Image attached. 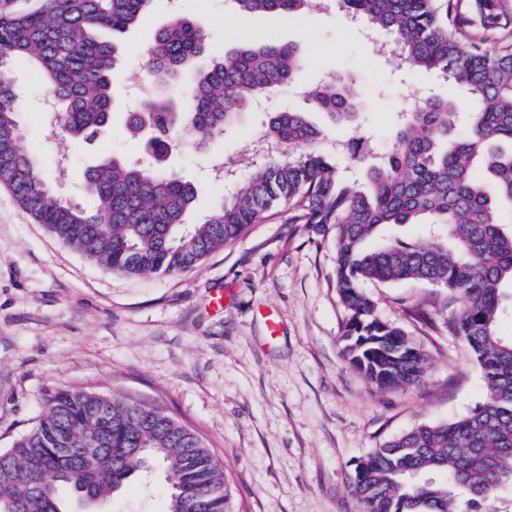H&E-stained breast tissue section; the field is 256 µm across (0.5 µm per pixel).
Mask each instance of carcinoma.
Segmentation results:
<instances>
[{"mask_svg":"<svg viewBox=\"0 0 512 512\" xmlns=\"http://www.w3.org/2000/svg\"><path fill=\"white\" fill-rule=\"evenodd\" d=\"M0 0V183L63 243L124 275H169L198 264L251 224L281 208L325 240L334 237L335 287L347 311L341 341L348 363L381 389L419 381L425 356L405 332L381 321L362 283H428L460 301L451 324L487 387L485 401L441 424H421L357 463L350 479L361 512H482L512 487V337L498 332L504 286H512V15L480 0L481 25L468 30L464 0H338L345 14L384 34L398 66L454 82L465 95L467 129L455 133L456 102L428 97L401 113L387 160L363 180L316 150L322 131L306 113H270L262 138L274 146L208 214L200 188L156 167L181 144L224 135L263 97L288 85L304 50L269 31L245 36L227 55L208 52L201 30L173 14L146 48L155 91L126 130L144 134L150 159L103 157L87 166V210L56 196L36 158L21 147V89L10 69L29 61L50 89L54 126L72 141L112 124V73L122 45L103 37L141 25L152 0ZM243 15L282 19L310 12L312 0H232ZM352 76L338 73L306 98L333 119L354 115ZM427 224L430 241H366L382 227ZM171 481L169 512H227L223 470L199 436L162 410L129 397L56 389L35 428L0 449V512H69L62 490L104 501L154 465ZM430 472L441 481L425 479Z\"/></svg>","mask_w":512,"mask_h":512,"instance_id":"1","label":"carcinoma"}]
</instances>
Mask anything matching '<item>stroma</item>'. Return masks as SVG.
I'll list each match as a JSON object with an SVG mask.
<instances>
[{"label": "stroma", "instance_id": "stroma-1", "mask_svg": "<svg viewBox=\"0 0 512 512\" xmlns=\"http://www.w3.org/2000/svg\"><path fill=\"white\" fill-rule=\"evenodd\" d=\"M213 51L231 50L244 33H264V17L237 14L231 0H184ZM171 0H154L143 25L120 38V68L152 86L146 47L163 26ZM282 41L304 47L308 63L275 93L280 106L306 111L324 135L318 148L340 167L364 174L342 151L360 141L374 159L391 148L397 113L411 96L455 97L447 83L393 64L385 38L367 37L338 6L290 19ZM342 71L358 122L315 111L301 89ZM14 73L26 103L21 145L43 163L57 194L92 208L83 184L91 158H138L125 130L139 92L116 91L112 126L90 145L62 149L42 114L47 91L21 63ZM267 115L248 113L206 150L180 147L173 169L201 189L206 211L221 199L210 163L247 154ZM335 247L277 211L249 225L199 264L168 275H122L64 244L0 185V448L30 431L50 388L125 395L159 408L191 428L224 468L230 512H360L351 492L356 464L386 440L421 424L461 417L481 404L486 384L471 351L448 329L458 310L448 291L420 282H365L377 316L400 327L426 356L422 379L402 389L369 383L342 354L347 312L334 283ZM162 467L138 476L100 512H168Z\"/></svg>", "mask_w": 512, "mask_h": 512}]
</instances>
